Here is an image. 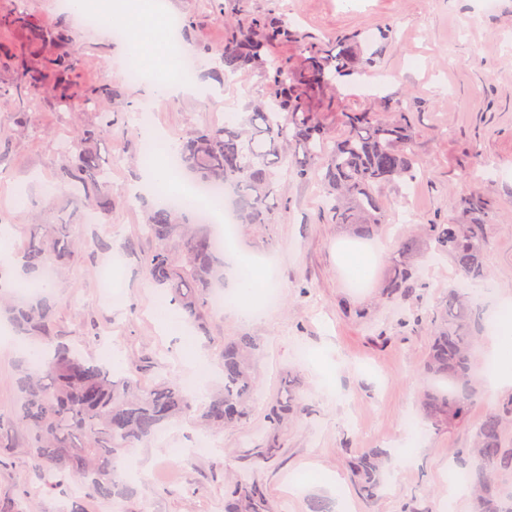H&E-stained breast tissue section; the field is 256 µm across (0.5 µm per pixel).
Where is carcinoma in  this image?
Segmentation results:
<instances>
[{
    "mask_svg": "<svg viewBox=\"0 0 512 512\" xmlns=\"http://www.w3.org/2000/svg\"><path fill=\"white\" fill-rule=\"evenodd\" d=\"M12 25L26 30L30 40L42 43L34 61L20 63V98L34 108L49 97L67 101L68 76L77 67V55L57 53L66 41L61 33L49 38L30 21L15 14ZM296 42L308 56L294 63L273 50ZM369 40H340L336 53L305 45V37L282 23L255 18L246 28L231 30L224 47V69L234 74L249 67L261 69L268 81L271 101L258 105L245 122L233 119L220 126L197 129L180 140L179 165L202 184L230 187L235 192L237 223H270V200L277 197L275 168L292 167L307 179L313 168L322 171L324 206L337 224H356L370 233L384 223L381 189L397 180L416 176L414 131L409 109L398 105L388 119L368 111L343 115V131L336 133L317 118V104L335 98L336 76L350 72L359 60L376 63ZM115 97L110 83L84 90L83 105ZM112 128V115L103 113L94 130H85L69 142L63 157L73 158L61 171V181L81 193V201L100 211L112 206V181L95 140ZM463 221L422 224L419 232L448 256L467 277H486V251L490 226L484 223L485 202L470 196L459 203ZM156 247L143 259L147 278L170 297L188 322L207 332L212 294L224 280L223 254L205 224H186L181 212L164 204L152 209L145 224ZM80 242L71 224H32L20 262L23 272L37 277L50 265L75 257ZM414 241H405L392 261L384 295L406 294L417 278L410 262ZM0 311L9 314L18 335L49 340L59 335L54 307L43 300L14 302L0 293ZM433 339L422 373L428 385L421 394L423 416L448 425L465 419L481 381L475 372L482 322L471 296L463 288L448 289V297L432 316ZM258 344L251 336L224 341L221 368L224 383L207 401L195 407L188 386L178 377L160 375L145 385L142 376L154 370L149 357L128 375L111 371L102 360L87 357L75 344L60 342L54 351L33 364L25 357L18 366L21 405L14 417H0V447L11 448L9 437L21 433L27 453L43 485L66 496L65 512H92L94 501L112 502L126 490L119 469L120 456L130 448L147 445L170 422L192 413L208 428L222 429L247 417L258 390L254 362ZM298 407L294 385L278 395L270 408V439L261 449L266 457L278 453L281 425ZM383 454L366 449L352 462L362 497L377 500L383 486ZM466 475L475 512H512V488L498 476L512 473V397L486 413L475 424L466 458ZM228 512H270L265 495L255 483L242 482Z\"/></svg>",
    "mask_w": 512,
    "mask_h": 512,
    "instance_id": "1",
    "label": "carcinoma"
}]
</instances>
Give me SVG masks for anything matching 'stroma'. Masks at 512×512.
Here are the masks:
<instances>
[{
    "label": "stroma",
    "mask_w": 512,
    "mask_h": 512,
    "mask_svg": "<svg viewBox=\"0 0 512 512\" xmlns=\"http://www.w3.org/2000/svg\"><path fill=\"white\" fill-rule=\"evenodd\" d=\"M164 0L180 21L178 39L191 44L199 60L220 61L231 27L256 16L273 15L289 28L331 49L337 37L373 36L381 49L378 64L340 87L336 107L322 112L330 128L342 127L343 113L387 100L409 106L415 129L418 174L414 181L383 187L386 222L365 237L355 227L333 223L320 206L319 185L279 169V195L268 227L237 225L233 252L224 256V279L239 269L268 260L272 302L250 319L235 308L214 311L208 337L198 336L173 305H159L142 259L154 247L144 230L153 208L150 194L130 196L142 180L146 161L144 109H151L154 130L170 144L193 129L244 119L268 94L260 70L216 79L212 70H196L192 83L200 95L149 98L143 82H125L126 43L111 32L84 25L59 0H0V19L25 10L32 22L53 34L59 27L76 36L78 82L109 81L117 96L75 110L56 99L36 110L20 106L8 93L16 70L11 54L26 44L21 30L0 29V236L20 252L32 224L71 221L85 243L82 256L57 269L53 280L24 274L14 264L0 266V282L13 295L45 297L56 320L86 354L100 355L114 345L108 362L131 369L141 356L153 357L160 374L193 378L196 359L209 370L208 397L220 382L219 356L225 337H256L261 351L255 373L260 385L249 417L213 433L217 451L188 455L205 431L193 417L170 424L146 447L131 449L137 474L129 494L112 504L94 503V512H224L233 495V478H251L263 487L275 512H311L324 501L328 512H473L468 495L450 493V475L463 458L475 423L512 388L484 382L463 422L436 426L420 420L418 396L426 382L418 369L431 341V316L461 286L454 264L435 254L425 239H415L410 256L419 283L405 297L381 301L382 283L402 243L419 224L449 222L466 196L486 200L491 245L486 258L491 294L479 297L484 317L498 303L512 302V0H499L485 12L481 0ZM111 113V133L97 147L113 159L112 207L93 212L65 191L46 195L63 160L60 140L98 126ZM26 197V207L14 204ZM110 240L97 251L95 237ZM413 238V237H412ZM351 242L373 244L372 285L349 288L342 260ZM111 272L118 297L104 302V272ZM0 416L18 405V363L25 346L8 319H0ZM299 382V411L281 430L279 455L264 459L259 450L269 428L272 400L287 377ZM418 420L416 430L407 417ZM379 448L386 453L384 490L373 502L350 479L355 452ZM0 495L33 497L39 512H63L66 500L45 493L33 461L24 452H0Z\"/></svg>",
    "instance_id": "35a3bbf8"
}]
</instances>
